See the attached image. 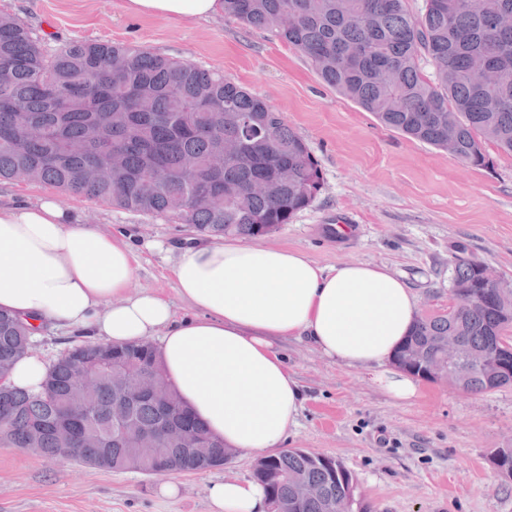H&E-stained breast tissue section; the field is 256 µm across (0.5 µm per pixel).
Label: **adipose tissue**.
<instances>
[{
  "instance_id": "obj_1",
  "label": "adipose tissue",
  "mask_w": 512,
  "mask_h": 512,
  "mask_svg": "<svg viewBox=\"0 0 512 512\" xmlns=\"http://www.w3.org/2000/svg\"><path fill=\"white\" fill-rule=\"evenodd\" d=\"M132 15L207 20L224 0H125ZM138 257L126 233L85 226L55 196L0 203V308L34 329L50 325L102 343L158 339L167 378L226 449L271 455L284 447L304 401L279 346L310 342L339 365L374 371L397 400L418 385L395 351L418 315L386 267L320 266L303 253L213 239L183 248L171 268L186 305L132 291ZM211 512H267L264 489L227 478L209 488Z\"/></svg>"
}]
</instances>
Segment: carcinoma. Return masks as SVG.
I'll use <instances>...</instances> for the list:
<instances>
[{"label": "carcinoma", "mask_w": 512, "mask_h": 512, "mask_svg": "<svg viewBox=\"0 0 512 512\" xmlns=\"http://www.w3.org/2000/svg\"><path fill=\"white\" fill-rule=\"evenodd\" d=\"M224 0V17L273 29L305 56L321 80L385 127L471 167L490 165L486 145L512 154V0ZM431 67L427 73L425 67ZM456 142L448 147V125ZM238 150L224 154V143ZM53 185L72 197L173 219L208 238L265 235L309 207L322 189L304 140L264 100L220 71L137 45L72 40L49 47L32 27L0 14V182ZM261 181L264 193L251 186ZM453 289L468 295L446 313L417 318L404 344L428 357L452 329L493 365L465 369L472 394L512 383V290L483 285L484 261L460 249ZM30 328L0 311L1 448H38L62 456L63 413L75 420L72 460L123 472L141 436L158 434L171 472L224 465L214 439L174 395L149 393L128 405L126 433L112 432V383L97 378L102 356L134 354L162 367L144 342L86 343L53 364L39 391L9 380L28 355ZM492 463L512 478V449ZM253 479L280 512H343L355 498L351 472L329 457L285 449L256 460ZM317 485L319 497L299 482Z\"/></svg>", "instance_id": "obj_1"}]
</instances>
